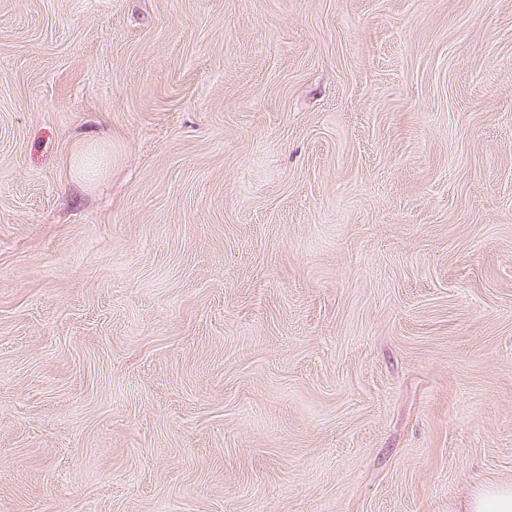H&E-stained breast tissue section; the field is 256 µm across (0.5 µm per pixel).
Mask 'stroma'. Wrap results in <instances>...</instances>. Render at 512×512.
<instances>
[{
	"mask_svg": "<svg viewBox=\"0 0 512 512\" xmlns=\"http://www.w3.org/2000/svg\"><path fill=\"white\" fill-rule=\"evenodd\" d=\"M498 482L512 0H0V512Z\"/></svg>",
	"mask_w": 512,
	"mask_h": 512,
	"instance_id": "obj_1",
	"label": "stroma"
}]
</instances>
